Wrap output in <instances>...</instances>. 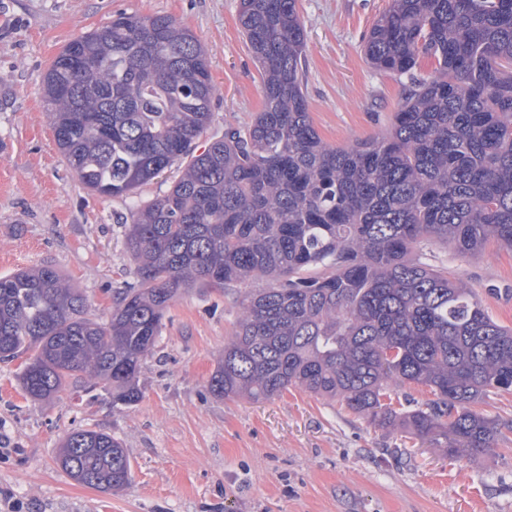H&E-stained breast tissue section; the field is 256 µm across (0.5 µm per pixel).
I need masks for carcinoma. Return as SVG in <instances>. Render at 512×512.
<instances>
[{"label": "carcinoma", "mask_w": 512, "mask_h": 512, "mask_svg": "<svg viewBox=\"0 0 512 512\" xmlns=\"http://www.w3.org/2000/svg\"><path fill=\"white\" fill-rule=\"evenodd\" d=\"M296 2L240 0L262 108L203 148L216 88L198 39L173 18L120 14L65 47L44 96L88 190L128 197L187 164L167 194L130 210L137 284L117 292L108 321L90 318L51 265L0 276V360L26 356L20 385L34 401L87 376L128 407L184 291L261 280L208 379L214 397L299 387L450 457L484 453L502 424L472 404L512 391V328L448 269L408 254L430 240L461 256L490 241L512 251V0H391L364 55L407 83L389 128L344 147L311 121ZM425 59L433 70L420 76ZM393 383L430 398L397 411ZM60 461L101 491L131 473L122 442L95 430L69 432Z\"/></svg>", "instance_id": "carcinoma-1"}]
</instances>
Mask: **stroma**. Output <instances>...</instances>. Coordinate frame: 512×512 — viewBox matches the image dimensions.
<instances>
[{
	"mask_svg": "<svg viewBox=\"0 0 512 512\" xmlns=\"http://www.w3.org/2000/svg\"><path fill=\"white\" fill-rule=\"evenodd\" d=\"M389 3L297 0L310 116L328 144L375 136L400 100L399 78L363 53ZM238 10L239 0H0V276L52 264L82 290L91 317H108L114 292L137 282L124 247L129 208L166 194L182 167L127 198L90 192L55 142L44 76L68 42L113 16H171L208 60L216 93L206 135L222 136L250 124L262 102ZM423 252L512 326L511 252L493 243L475 256L438 243ZM242 292L198 286L170 307L129 407L113 408L85 382L32 402L21 360L0 361V512L13 503L19 512H512V393L477 403L504 428L489 451L458 459L297 388L259 403L214 398L207 380L243 315ZM76 428L120 439L131 462L123 490L82 486L60 466Z\"/></svg>",
	"mask_w": 512,
	"mask_h": 512,
	"instance_id": "obj_1",
	"label": "stroma"
}]
</instances>
